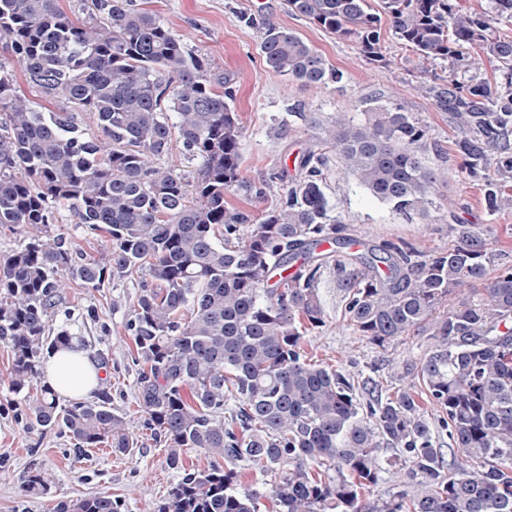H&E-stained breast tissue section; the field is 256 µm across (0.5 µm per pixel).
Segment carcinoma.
<instances>
[{"label":"carcinoma","mask_w":512,"mask_h":512,"mask_svg":"<svg viewBox=\"0 0 512 512\" xmlns=\"http://www.w3.org/2000/svg\"><path fill=\"white\" fill-rule=\"evenodd\" d=\"M288 11L374 56L387 19L397 38L421 58L451 62L448 84L428 86L442 112L468 135L458 158L484 179L487 210L512 207V38L488 34L512 20V0H488L480 13L454 0H286ZM0 227L23 233L0 258V342L11 351L8 390L23 399L25 427L60 428L77 449L106 444L132 454L138 440L112 412L107 387L70 404L51 387L35 396L44 352L71 349L62 329L51 336V310L74 281L98 288L115 274L144 270L149 279L123 324L139 365L136 402L164 442L178 480L153 512H369L366 492L379 473L405 463L404 482L375 512H512V267L489 268V241L467 224L458 244L429 254L406 242L361 250L342 234L322 188L321 158L299 161V177L278 202L250 214L229 206L243 189L265 187L241 176L243 126L232 107L231 79L211 80L206 63L180 37L133 0H92L88 19L72 22L58 0H0ZM260 50L267 68L307 85L339 83L343 74L298 33L270 19ZM487 63L502 82L476 78ZM44 99L68 107L45 112L16 86L15 70ZM470 74L467 83L457 72ZM365 123L346 114L323 127L322 140L345 170L397 213L428 214L445 173L425 164L428 127L411 112L374 96ZM87 112L97 134L79 131ZM178 135L198 161L186 184L159 163ZM494 166L497 178L485 176ZM66 209L87 232L108 238L102 261L50 230ZM341 250L336 268L345 291L344 317L381 346L432 329L427 357L405 363L387 392L316 363L305 336L323 326L317 275ZM481 283L478 297L441 310L458 287ZM369 401L361 403L359 392ZM236 402L224 421V396ZM440 413L450 441L443 453L424 407ZM397 456L383 459L381 448ZM195 451L204 468L186 466ZM239 462L273 477L267 491L237 490ZM54 475L33 472L25 491L50 493ZM99 494L60 500L56 512H120Z\"/></svg>","instance_id":"cac0c4a2"}]
</instances>
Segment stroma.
<instances>
[{
	"label": "stroma",
	"instance_id": "stroma-1",
	"mask_svg": "<svg viewBox=\"0 0 512 512\" xmlns=\"http://www.w3.org/2000/svg\"><path fill=\"white\" fill-rule=\"evenodd\" d=\"M151 9L183 40L186 50L207 62L211 76L230 75L236 90L234 108L245 128L242 174L261 185L271 172L297 176L295 164L307 153L324 156L323 190L331 214L345 234L371 246L404 241L429 253L447 251L457 242L456 225L473 224L490 243L493 267L512 265V208L489 214L480 179L458 165L456 143L463 130L451 113L437 110L425 85L448 80L449 64L427 61L385 29L379 57L359 54L354 40L330 34L309 20L292 15L286 0H136ZM299 33L332 66L344 73L342 83L305 85L269 71L260 52L267 19ZM372 95L399 104L429 129L427 165L445 170L447 181L435 195L428 216L407 217L379 202L348 173L327 149L321 129L346 113L364 119L363 101ZM139 292L137 279L115 275L102 288L70 284L49 317L51 330H68L89 354L106 352L109 364L100 376L112 393V409L125 417L138 440L135 454L122 455L99 446L77 450L68 434L28 432L18 413V398L5 379L10 371L8 347L0 343V512H55L58 500L107 494L122 503L121 512H152L177 481L163 446L146 426L136 404L139 368L133 362L123 323ZM317 292L325 324L306 337L311 360L352 374L377 366L382 382L404 362L425 357L432 345L428 333L378 346L344 317V290L335 269L321 272ZM52 470L56 485L43 497L25 496L22 487L36 470Z\"/></svg>",
	"mask_w": 512,
	"mask_h": 512
}]
</instances>
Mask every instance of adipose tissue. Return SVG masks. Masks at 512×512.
<instances>
[{
  "mask_svg": "<svg viewBox=\"0 0 512 512\" xmlns=\"http://www.w3.org/2000/svg\"><path fill=\"white\" fill-rule=\"evenodd\" d=\"M43 369L48 384L59 394L79 400L97 386L94 360L84 351H58L47 355Z\"/></svg>",
  "mask_w": 512,
  "mask_h": 512,
  "instance_id": "obj_1",
  "label": "adipose tissue"
}]
</instances>
